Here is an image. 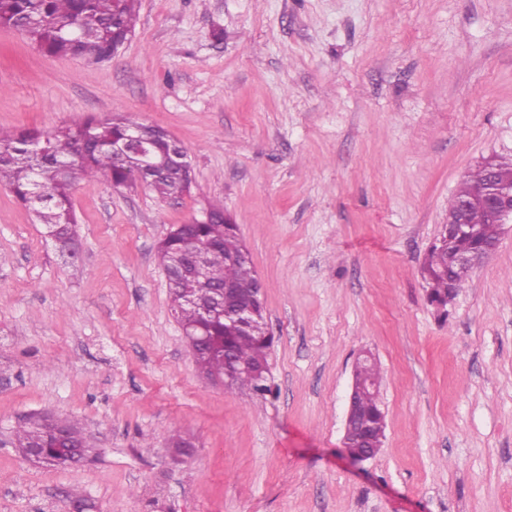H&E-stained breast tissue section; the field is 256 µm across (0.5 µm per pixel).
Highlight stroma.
<instances>
[{"label": "stroma", "mask_w": 512, "mask_h": 512, "mask_svg": "<svg viewBox=\"0 0 512 512\" xmlns=\"http://www.w3.org/2000/svg\"><path fill=\"white\" fill-rule=\"evenodd\" d=\"M111 113L167 129L194 182L79 181L74 262L0 186V512H512V230L447 318L420 274L464 174L512 155V0H139L102 64L0 28V129ZM211 204L262 285V396L200 374L157 264ZM366 353L386 430L358 462ZM43 415L78 419L92 460L10 444ZM146 185L160 199L176 198L186 191L184 177L178 170L161 167L146 177Z\"/></svg>", "instance_id": "obj_1"}]
</instances>
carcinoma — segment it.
Returning a JSON list of instances; mask_svg holds the SVG:
<instances>
[{
  "label": "carcinoma",
  "instance_id": "carcinoma-1",
  "mask_svg": "<svg viewBox=\"0 0 512 512\" xmlns=\"http://www.w3.org/2000/svg\"><path fill=\"white\" fill-rule=\"evenodd\" d=\"M138 0H0V27L16 29L43 53L50 56L84 58L100 63L115 57L120 47L134 33ZM141 130L149 142L154 159L163 161L170 142L162 127L137 121L130 116L107 115L90 119L75 127H61L51 132L24 129L14 133L0 131V185L26 206L35 220L46 226L47 234L61 248L76 245L78 224L71 193L76 180L97 179L120 186L125 184L134 167V159L112 150V143L125 138L132 129ZM146 185L161 199L176 198L186 191L184 177L175 169L162 167L146 177ZM487 190V168L481 164L466 174L459 190L448 201V212L455 211L462 200L475 202L469 222L482 227L483 242L498 241V225L489 223L487 211L478 202ZM213 220L198 228H189L178 236L159 243L157 257L162 270H169L180 256H190L210 246L208 272L204 279L183 277L169 285L171 311L176 320L191 329L202 321L199 311L189 302L210 294L211 286L229 282L237 288V306L257 311L254 325L241 328L222 320L209 322L208 333L216 345H226L231 357L240 365L232 386L263 395L269 391L267 376L272 343L260 338L266 325L261 284L250 261L237 255L247 250L237 235L236 225L224 216L220 207H212ZM480 241L468 236L453 240L447 249L436 243L429 248L424 272L429 286L428 299L444 317L448 316V282L461 288L471 267L448 263V251H473ZM196 364L205 377L224 379V357L214 354L195 355ZM354 375L380 386L377 365L360 360ZM356 418L352 430L357 432L352 453L365 454L371 442L383 443L385 426L379 391L367 390L355 398ZM63 429L81 448L93 444L81 424L65 420ZM49 432L40 421L27 423L15 430L14 447L21 453L48 442Z\"/></svg>",
  "mask_w": 512,
  "mask_h": 512
}]
</instances>
